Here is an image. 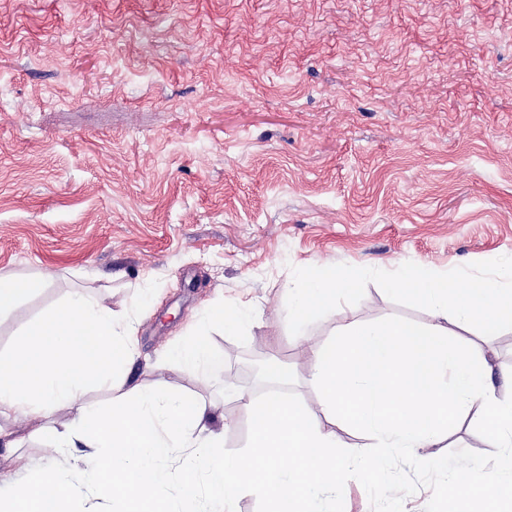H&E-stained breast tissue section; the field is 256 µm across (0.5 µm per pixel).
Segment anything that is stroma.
Returning a JSON list of instances; mask_svg holds the SVG:
<instances>
[{
    "label": "stroma",
    "instance_id": "35a3bbf8",
    "mask_svg": "<svg viewBox=\"0 0 512 512\" xmlns=\"http://www.w3.org/2000/svg\"><path fill=\"white\" fill-rule=\"evenodd\" d=\"M512 252V0H0V275L49 284L0 318V353L75 293L133 319L125 377L97 405L157 384L223 415L224 452L246 450L235 393L266 392L243 366L266 357L278 388L317 409L307 381L326 315L290 334L295 267L447 272ZM247 307L238 333L206 328L205 375L164 360L208 303ZM346 313L370 322L428 311L376 284ZM479 344L512 394V329ZM479 408L425 455L492 453ZM15 454L68 469L39 428Z\"/></svg>",
    "mask_w": 512,
    "mask_h": 512
}]
</instances>
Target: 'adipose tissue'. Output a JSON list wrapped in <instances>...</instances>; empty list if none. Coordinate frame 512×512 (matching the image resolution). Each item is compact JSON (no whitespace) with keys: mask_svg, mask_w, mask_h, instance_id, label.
<instances>
[{"mask_svg":"<svg viewBox=\"0 0 512 512\" xmlns=\"http://www.w3.org/2000/svg\"><path fill=\"white\" fill-rule=\"evenodd\" d=\"M136 349L133 323H114L111 306L76 294L30 321L0 355V446H15L7 423L64 410L71 424L49 428L48 447L83 449L75 457L83 476L76 486L67 472L16 456L14 471L0 472V483L12 487L0 512H67L77 494L111 498L112 512H232L244 493L262 496L270 512H319L320 496L335 495L355 473L358 454H340L334 430L276 392L261 401L239 393L251 436L248 451L232 457L224 454L223 432L208 426L205 404L159 386L135 385L107 406L89 407L88 387L111 381ZM183 448L192 449L194 464L181 479L174 509L164 488L169 464ZM203 486L209 492L204 511L198 508Z\"/></svg>","mask_w":512,"mask_h":512,"instance_id":"adipose-tissue-1","label":"adipose tissue"}]
</instances>
